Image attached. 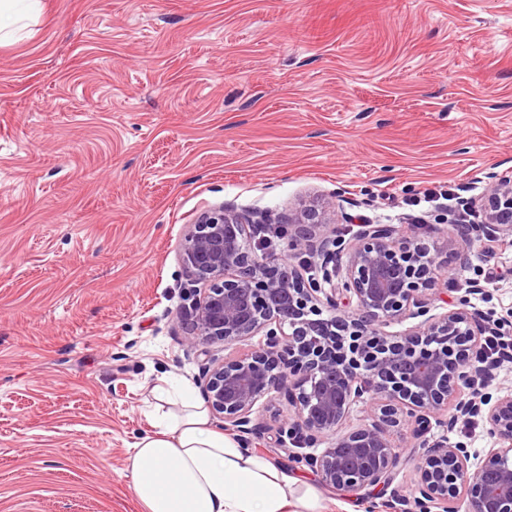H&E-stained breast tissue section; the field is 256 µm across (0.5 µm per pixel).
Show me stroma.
Instances as JSON below:
<instances>
[{
	"label": "stroma",
	"instance_id": "obj_1",
	"mask_svg": "<svg viewBox=\"0 0 512 512\" xmlns=\"http://www.w3.org/2000/svg\"><path fill=\"white\" fill-rule=\"evenodd\" d=\"M512 177V0H41L0 44V512H140L129 452L182 346L185 227L220 206L335 204L429 241ZM468 240L474 308L512 311V253ZM410 495L419 456L366 500Z\"/></svg>",
	"mask_w": 512,
	"mask_h": 512
}]
</instances>
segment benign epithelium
Masks as SVG:
<instances>
[{
    "instance_id": "benign-epithelium-1",
    "label": "benign epithelium",
    "mask_w": 512,
    "mask_h": 512,
    "mask_svg": "<svg viewBox=\"0 0 512 512\" xmlns=\"http://www.w3.org/2000/svg\"><path fill=\"white\" fill-rule=\"evenodd\" d=\"M490 179L472 207L512 238V177ZM253 224L215 209L189 225L182 244L202 285L181 311L183 345L201 359L203 396L224 430L255 447L265 427L254 408L275 394L286 410L274 416V442L312 449L293 458L327 486L367 497L392 483L405 449L422 448L413 500L397 496L388 512H457L461 501L467 512H512V390L463 397L484 336L492 328L511 336L512 312L472 307L471 288L443 310L436 293L448 264L470 266L468 250L453 239L428 245L415 231L397 238L387 224H366L346 243L310 207L275 221L278 256L267 239L251 241ZM308 256L321 259L322 281L304 278ZM254 338L237 358L212 350ZM473 417L492 441L480 454L448 444V429Z\"/></svg>"
}]
</instances>
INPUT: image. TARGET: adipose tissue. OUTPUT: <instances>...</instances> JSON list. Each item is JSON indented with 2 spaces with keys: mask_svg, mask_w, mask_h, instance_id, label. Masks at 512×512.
Returning a JSON list of instances; mask_svg holds the SVG:
<instances>
[{
  "mask_svg": "<svg viewBox=\"0 0 512 512\" xmlns=\"http://www.w3.org/2000/svg\"><path fill=\"white\" fill-rule=\"evenodd\" d=\"M163 405L130 452L131 491L144 512H322L314 491L215 428L188 386Z\"/></svg>",
  "mask_w": 512,
  "mask_h": 512,
  "instance_id": "ef3b65f1",
  "label": "adipose tissue"
}]
</instances>
